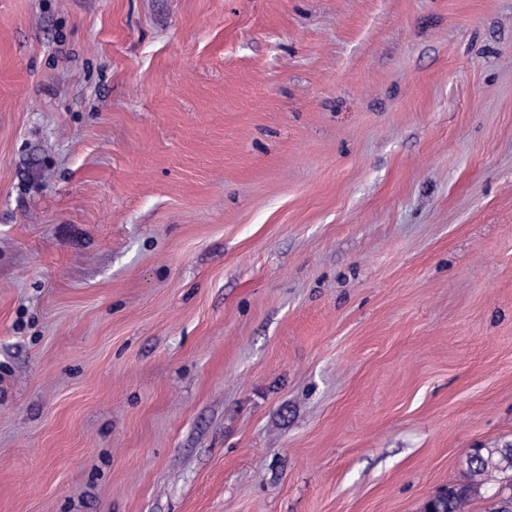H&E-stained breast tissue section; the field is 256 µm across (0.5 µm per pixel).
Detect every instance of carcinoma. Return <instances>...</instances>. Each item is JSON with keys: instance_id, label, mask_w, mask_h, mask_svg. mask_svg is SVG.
Wrapping results in <instances>:
<instances>
[{"instance_id": "carcinoma-1", "label": "carcinoma", "mask_w": 512, "mask_h": 512, "mask_svg": "<svg viewBox=\"0 0 512 512\" xmlns=\"http://www.w3.org/2000/svg\"><path fill=\"white\" fill-rule=\"evenodd\" d=\"M468 481L460 485H450L436 496L441 512H469L468 506L483 498L482 490L490 482L498 483V488L507 487L512 492V446L502 448H481L479 457L467 460Z\"/></svg>"}]
</instances>
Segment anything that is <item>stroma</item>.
<instances>
[{"label":"stroma","mask_w":512,"mask_h":512,"mask_svg":"<svg viewBox=\"0 0 512 512\" xmlns=\"http://www.w3.org/2000/svg\"><path fill=\"white\" fill-rule=\"evenodd\" d=\"M512 445V0H0V512H423Z\"/></svg>","instance_id":"35a3bbf8"}]
</instances>
